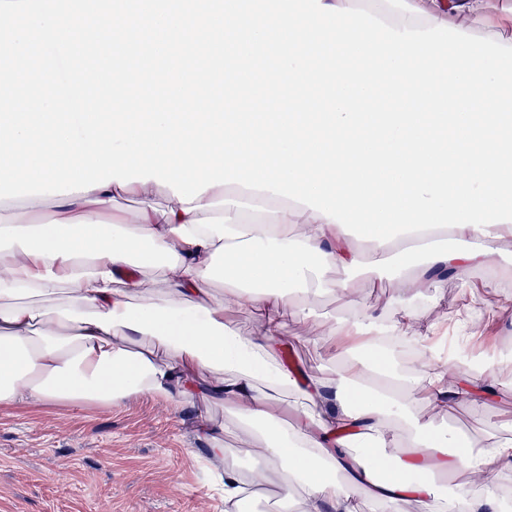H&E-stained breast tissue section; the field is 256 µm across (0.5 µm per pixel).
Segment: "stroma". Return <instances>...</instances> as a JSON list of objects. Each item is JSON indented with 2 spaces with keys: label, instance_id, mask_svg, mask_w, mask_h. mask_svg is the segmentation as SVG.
<instances>
[{
  "label": "stroma",
  "instance_id": "stroma-1",
  "mask_svg": "<svg viewBox=\"0 0 512 512\" xmlns=\"http://www.w3.org/2000/svg\"><path fill=\"white\" fill-rule=\"evenodd\" d=\"M365 254L353 276L359 301L376 309L393 304L420 311L428 322L492 319L512 339V286H491L473 274L472 307L455 309V282L416 295L376 272ZM306 313L284 312L282 333L305 374L327 378L335 369L326 334L349 323L351 310L336 297L306 300ZM411 410L420 423L452 429L472 447L488 438L512 440V378L494 377L490 393L466 399L446 414L426 398ZM197 407L180 409L147 398L106 409L36 404L0 408V512H222L214 481L201 464L209 441L196 428Z\"/></svg>",
  "mask_w": 512,
  "mask_h": 512
}]
</instances>
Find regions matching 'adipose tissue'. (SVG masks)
Returning <instances> with one entry per match:
<instances>
[{
	"label": "adipose tissue",
	"mask_w": 512,
	"mask_h": 512,
	"mask_svg": "<svg viewBox=\"0 0 512 512\" xmlns=\"http://www.w3.org/2000/svg\"><path fill=\"white\" fill-rule=\"evenodd\" d=\"M340 8L368 7L395 30H425L449 19H470L486 0H322ZM155 181L57 195L50 218L39 224H0V407L30 403L98 404L105 407L150 397L181 407L196 400L223 403L232 420L199 427L210 443L209 460L224 483V512H237L248 484L238 459H227L225 435L240 424L265 437L262 457L279 471L276 493L283 512H357L359 494L403 512L416 501L435 512V470L464 465L479 474L480 488L461 489L448 512H495L496 472L512 469V445L492 450L464 447L451 432L419 423L410 400L425 395L440 411L489 390L484 375L444 384V365L416 310L394 319L357 300L349 277L362 264L361 243L322 213L267 191L214 186L193 202L151 200ZM143 197L131 216L112 211L119 190ZM512 237V224L401 234L370 251L402 287L424 292L451 273L468 287L477 269L502 267L493 241ZM424 259L419 275L403 276L400 246ZM342 278H333V270ZM159 271L161 288L143 296L146 276ZM225 285L214 295L215 281ZM333 295L346 300L353 322L328 341L341 354L330 379L302 375L279 363L281 315L302 314L299 300ZM259 311L262 328L241 333L224 319L226 307ZM409 336L416 345L413 376L392 393L365 383L372 366L352 354L346 339L377 348L381 334ZM291 398L300 421L279 423L276 408ZM411 432L406 448L394 447L391 422ZM359 456H347L352 447Z\"/></svg>",
	"instance_id": "1"
}]
</instances>
